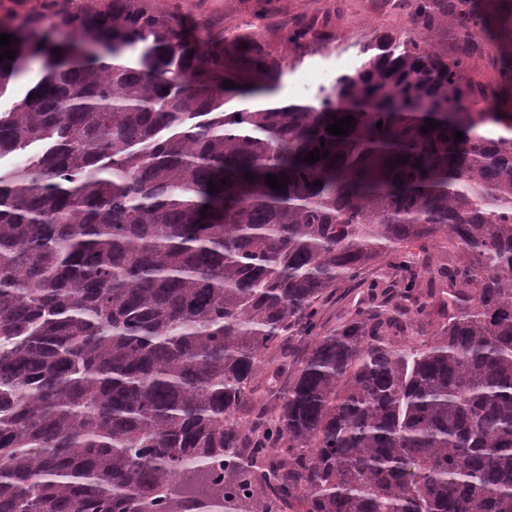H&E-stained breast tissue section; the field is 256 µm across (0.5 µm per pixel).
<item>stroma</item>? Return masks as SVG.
Listing matches in <instances>:
<instances>
[{"instance_id":"35a3bbf8","label":"stroma","mask_w":512,"mask_h":512,"mask_svg":"<svg viewBox=\"0 0 512 512\" xmlns=\"http://www.w3.org/2000/svg\"><path fill=\"white\" fill-rule=\"evenodd\" d=\"M157 7L180 13L187 19L205 22L223 30L225 17L249 20L250 0H155ZM277 19L297 13L324 15L340 13L336 38L328 46L306 55L287 54L278 82V93L286 101L318 104L324 89L337 78L357 70L365 59L364 46L379 33L403 35L409 24L405 17L388 11L380 0H272Z\"/></svg>"}]
</instances>
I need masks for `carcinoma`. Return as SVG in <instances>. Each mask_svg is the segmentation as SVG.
Instances as JSON below:
<instances>
[{
    "label": "carcinoma",
    "mask_w": 512,
    "mask_h": 512,
    "mask_svg": "<svg viewBox=\"0 0 512 512\" xmlns=\"http://www.w3.org/2000/svg\"><path fill=\"white\" fill-rule=\"evenodd\" d=\"M384 5L408 35L317 105L227 108L276 92L263 31L299 53L337 14L254 0L190 41L147 0H42L0 30V94L41 61L0 158L43 146L0 169V512H512V33ZM357 290L348 286L336 289L331 303L324 308L323 321L327 328L336 326L340 318L353 311Z\"/></svg>",
    "instance_id": "cac0c4a2"
}]
</instances>
